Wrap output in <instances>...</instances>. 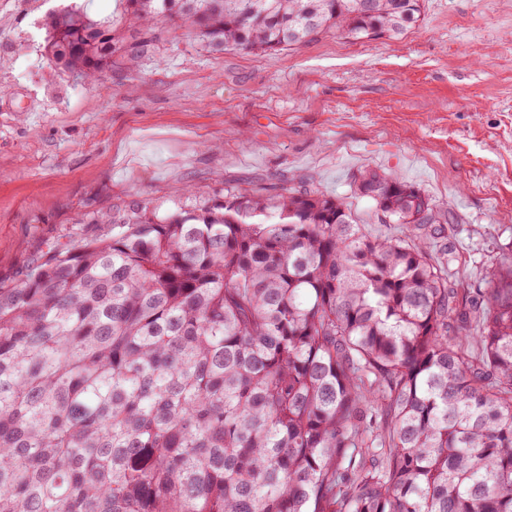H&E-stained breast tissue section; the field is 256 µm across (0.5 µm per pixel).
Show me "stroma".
<instances>
[{
    "instance_id": "obj_1",
    "label": "stroma",
    "mask_w": 512,
    "mask_h": 512,
    "mask_svg": "<svg viewBox=\"0 0 512 512\" xmlns=\"http://www.w3.org/2000/svg\"><path fill=\"white\" fill-rule=\"evenodd\" d=\"M108 18L118 0H0V288L57 244L111 236L134 204L190 211L226 190L345 199L376 236L408 235L354 192L373 168L448 220L432 249L480 284L512 242V0H425L399 40L327 34L266 54L210 53L181 24L95 83L45 54L53 7Z\"/></svg>"
}]
</instances>
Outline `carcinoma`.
Masks as SVG:
<instances>
[{"instance_id":"1","label":"carcinoma","mask_w":512,"mask_h":512,"mask_svg":"<svg viewBox=\"0 0 512 512\" xmlns=\"http://www.w3.org/2000/svg\"><path fill=\"white\" fill-rule=\"evenodd\" d=\"M49 13L47 51L95 79L180 21L210 52L336 33L398 39L423 0H121ZM291 190L49 251L0 288V512H512V245L473 288L431 252L417 187Z\"/></svg>"}]
</instances>
